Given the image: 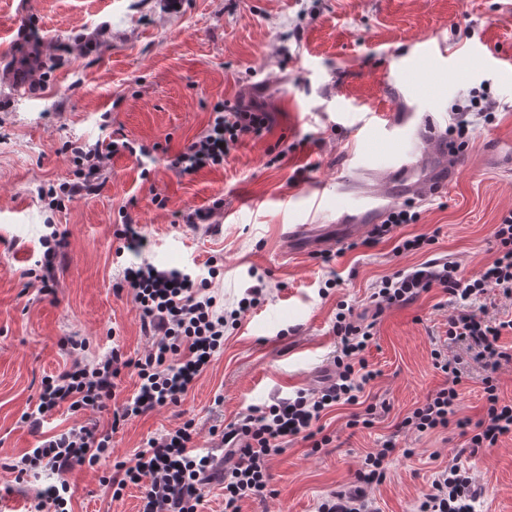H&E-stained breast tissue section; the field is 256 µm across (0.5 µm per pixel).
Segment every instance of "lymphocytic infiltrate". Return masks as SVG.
<instances>
[{
	"label": "lymphocytic infiltrate",
	"instance_id": "f902f5d3",
	"mask_svg": "<svg viewBox=\"0 0 512 512\" xmlns=\"http://www.w3.org/2000/svg\"><path fill=\"white\" fill-rule=\"evenodd\" d=\"M213 118L204 133L179 151L170 161L181 176L206 167L223 165L231 150L246 136L259 137L267 128V115L256 103L217 102ZM122 139L94 145L75 144L72 152L78 163L77 179L60 185L59 197L74 199L100 190V178L114 152L127 149ZM495 258L478 275L467 277L453 257L446 256L401 269L377 281L369 296L376 307L414 302L421 293L441 289L453 305L448 318L449 344L465 346L483 363L488 374L482 380L485 412L474 424L463 451L477 454L496 447L501 438L512 436V401L498 393L495 375L502 366L512 365V347L501 346L503 333H512V318H488L475 305L488 292L512 299V211L504 214L492 233ZM123 280L130 288L140 311L141 327L152 336L150 350L134 362H127L119 348L90 360H77L69 368L46 377L34 410L24 413L23 423L39 430L46 415L58 407L71 412L88 408H108L122 367L133 364L138 389L133 398L114 410L113 424L157 408L178 404L190 384L224 349V332L238 322L242 312L258 305V291H249L235 310L218 311L217 300L209 292L207 279H195L182 271L155 269L145 263L127 267ZM337 337L334 370L319 390L297 391L263 408H253L224 429V462L216 464L209 455L194 451L193 422L149 438L133 461L116 462L103 482L113 497H121L131 484H143L141 512H200L203 505L199 487L220 478L224 485V512H240L241 502L263 499L269 494L268 457L282 452L286 444L301 439L319 449L330 442L319 422L324 412L338 404H362L367 385L377 373L363 357L374 333L373 323L355 314L352 306L339 304L333 326ZM437 370L447 383L417 406L400 423L401 428L419 433L447 428L461 411L459 387L464 377L460 356H448L444 348L432 349ZM394 448L386 442L383 452L367 454L354 484L322 497L317 512H373L367 493L369 484L380 482L385 461ZM112 455L111 434L80 426L54 435L23 454L13 466L18 474L44 469L59 483L40 494L35 512H67L70 486L66 476L75 467L94 465ZM483 494L469 472L458 465L437 471L430 490L418 501L415 512H476Z\"/></svg>",
	"mask_w": 512,
	"mask_h": 512
}]
</instances>
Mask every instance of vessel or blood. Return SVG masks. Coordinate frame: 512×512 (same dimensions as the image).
<instances>
[{
  "label": "vessel or blood",
  "instance_id": "b4317fda",
  "mask_svg": "<svg viewBox=\"0 0 512 512\" xmlns=\"http://www.w3.org/2000/svg\"><path fill=\"white\" fill-rule=\"evenodd\" d=\"M452 72L447 51L430 37L416 41L410 54L396 56L387 81L396 89L405 109L365 113L350 133L354 145L345 155L347 166L361 173L366 171L369 159L375 158L379 161V177L402 183L406 196L428 199L447 192V181L421 179L417 173L426 164L447 169L449 162H460L466 150L440 138L438 114L419 111L417 105L436 99ZM361 210L353 200L336 207L337 221L345 223L354 237L369 234L373 224L385 217L384 211L375 209L369 223L363 224L359 221Z\"/></svg>",
  "mask_w": 512,
  "mask_h": 512
}]
</instances>
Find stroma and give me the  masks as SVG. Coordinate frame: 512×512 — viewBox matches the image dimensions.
Masks as SVG:
<instances>
[{"mask_svg": "<svg viewBox=\"0 0 512 512\" xmlns=\"http://www.w3.org/2000/svg\"><path fill=\"white\" fill-rule=\"evenodd\" d=\"M432 34L459 65L434 110L450 113L483 88L499 104L492 122L471 128L465 164L447 193L420 204L418 223L400 229L435 233V244L401 256L391 239L349 251L335 213L324 212L313 222L335 237L339 255L326 263L290 251L285 231L301 221L298 198L309 183L332 186L343 176L350 127L365 112L400 105L387 87L389 51H410ZM476 46L512 55V0H0V512L14 504L30 512L50 482L40 470L16 480L12 463L41 438L81 425L111 432L112 457L68 474L70 512H140L143 485H128L117 499L102 486L113 462L134 458L147 438L188 419L197 451L216 450L224 427L248 408L319 388L336 349L341 302L375 318L364 357L378 376L365 396L390 409L368 427L351 424L359 406L327 410L320 424L329 447L314 453L297 440L271 456L272 496L242 502L241 512H315L323 495L352 483L365 455L389 440L396 449L386 476L368 489L376 512H413L433 473L454 462L484 489L477 512H512L511 437L457 458L464 438L456 424L430 434L397 428L446 383L431 359L450 313L442 291L380 311L369 300L373 283L399 269L449 254L472 276L495 257L493 228L512 210V70L485 65L471 53ZM28 62L44 82L23 76ZM241 98L269 112L268 130L243 137L223 166L185 177L171 169L173 154L205 132L213 105ZM111 135L131 149L107 161L104 189L49 207L40 189L73 180L78 170L66 142L91 145ZM219 199L224 206L211 223H183L187 210ZM127 214L150 242L143 260L199 277L218 265L211 290L225 309L237 308L256 285L261 301L226 329L223 353L180 404L112 428L113 408L138 387L127 367L110 409L57 408L34 435L21 416L37 404L43 379L73 362L65 337L86 339L88 359L116 344L129 359L151 347L121 286L123 269L137 258L119 250L116 231ZM52 224L65 240L47 292L29 270L42 259ZM334 277L340 286L325 289ZM451 351L469 374L460 415L478 419L484 371L472 353Z\"/></svg>", "mask_w": 512, "mask_h": 512, "instance_id": "obj_1", "label": "stroma"}]
</instances>
